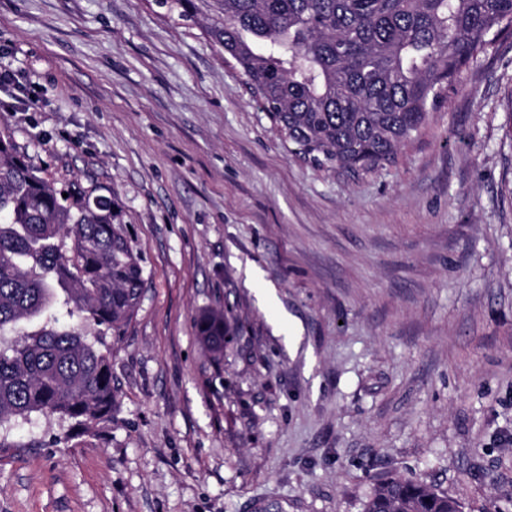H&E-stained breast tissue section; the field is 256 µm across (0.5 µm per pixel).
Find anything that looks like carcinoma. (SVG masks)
<instances>
[{
    "label": "carcinoma",
    "mask_w": 512,
    "mask_h": 512,
    "mask_svg": "<svg viewBox=\"0 0 512 512\" xmlns=\"http://www.w3.org/2000/svg\"><path fill=\"white\" fill-rule=\"evenodd\" d=\"M202 18L288 153L334 172L396 163L464 69L512 38V0H154ZM68 197H63V194ZM142 259L111 190L41 175L0 131V424L56 416L65 438L112 426V346L144 292ZM224 312L202 347L224 355ZM363 512H461L448 494L390 478Z\"/></svg>",
    "instance_id": "obj_1"
}]
</instances>
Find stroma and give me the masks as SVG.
<instances>
[{
    "label": "stroma",
    "instance_id": "stroma-1",
    "mask_svg": "<svg viewBox=\"0 0 512 512\" xmlns=\"http://www.w3.org/2000/svg\"><path fill=\"white\" fill-rule=\"evenodd\" d=\"M143 259L111 430L0 427V512H362L400 476L512 512V39L396 164L292 159L201 25L0 0V130ZM231 319L212 362L195 322Z\"/></svg>",
    "mask_w": 512,
    "mask_h": 512
}]
</instances>
